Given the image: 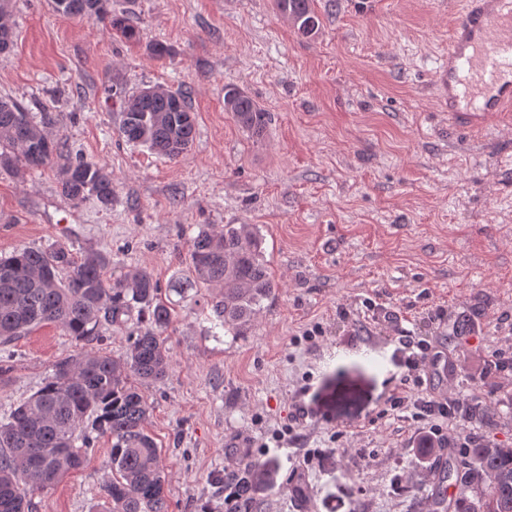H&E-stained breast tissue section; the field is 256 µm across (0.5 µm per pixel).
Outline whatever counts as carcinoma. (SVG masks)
<instances>
[{
    "instance_id": "1",
    "label": "carcinoma",
    "mask_w": 512,
    "mask_h": 512,
    "mask_svg": "<svg viewBox=\"0 0 512 512\" xmlns=\"http://www.w3.org/2000/svg\"><path fill=\"white\" fill-rule=\"evenodd\" d=\"M9 5L10 0H0V53L12 44ZM51 5L64 16L106 22L128 41L141 38L138 28L112 12V0H51ZM277 8L303 36L318 26L310 0H277ZM178 99L176 107L170 96L129 95L122 105L120 137L178 158L195 134L185 96ZM224 107L251 135L263 134L268 112L245 92L225 89ZM52 161L68 200L93 195L104 206L112 204V174L105 166L65 157L31 113L0 100V170ZM109 265L103 251L75 256L64 246L22 248L0 257V343L53 323L81 345L78 353L56 362L43 386L0 423V512H29L32 492L54 487L87 461L95 431L112 437V481L103 488L107 512H169L161 449L146 431L149 406L130 378L149 384L168 375V331L175 310L149 269L131 266L111 280ZM214 284L224 290L213 304L222 326L235 336L247 335L263 301L277 288L263 260L262 239L251 225L204 229L190 240L188 275L173 291L183 297ZM135 315L146 316L147 324L131 337L124 357L91 347L103 326L122 329ZM448 475L471 492L459 496L454 512H512V448L487 442L462 448Z\"/></svg>"
}]
</instances>
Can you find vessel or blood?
I'll use <instances>...</instances> for the list:
<instances>
[{"label": "vessel or blood", "instance_id": "b4317fda", "mask_svg": "<svg viewBox=\"0 0 512 512\" xmlns=\"http://www.w3.org/2000/svg\"><path fill=\"white\" fill-rule=\"evenodd\" d=\"M437 82L448 105V124L476 130L512 107V0H466L448 33V61ZM436 512L457 498L448 480V456L432 464Z\"/></svg>", "mask_w": 512, "mask_h": 512}]
</instances>
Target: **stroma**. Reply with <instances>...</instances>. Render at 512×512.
<instances>
[{"label":"stroma","mask_w":512,"mask_h":512,"mask_svg":"<svg viewBox=\"0 0 512 512\" xmlns=\"http://www.w3.org/2000/svg\"><path fill=\"white\" fill-rule=\"evenodd\" d=\"M462 4L312 0L319 26L303 36L275 0H112L141 30L129 42L12 0L0 97L50 117L65 153L111 172L114 196L65 199L53 165L0 172V255L101 250L113 275L141 265L166 292L202 225L250 224L278 285L245 336L213 335L220 288L175 301L169 374L143 389L170 512H224L225 480L299 404L300 441L263 455L251 512H430L410 406L442 389L414 385L391 315L457 359L455 391L483 408L444 423L451 443L512 447V111L481 132L448 125L436 71ZM153 85L196 117L172 161L118 134L121 99ZM228 86L270 112L261 138L225 112ZM77 351L52 324L0 344V422ZM111 448L98 437L32 512H102ZM314 448L326 455L305 468Z\"/></svg>","instance_id":"35a3bbf8"}]
</instances>
